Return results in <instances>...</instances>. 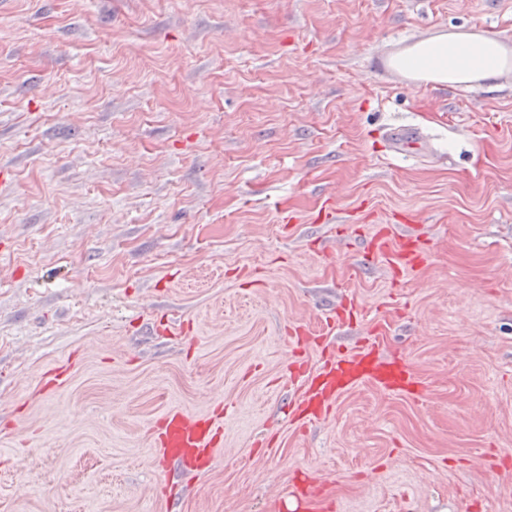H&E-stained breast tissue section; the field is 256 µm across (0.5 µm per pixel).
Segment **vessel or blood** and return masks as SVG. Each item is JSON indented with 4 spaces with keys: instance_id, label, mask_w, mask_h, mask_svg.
Segmentation results:
<instances>
[{
    "instance_id": "1",
    "label": "vessel or blood",
    "mask_w": 512,
    "mask_h": 512,
    "mask_svg": "<svg viewBox=\"0 0 512 512\" xmlns=\"http://www.w3.org/2000/svg\"><path fill=\"white\" fill-rule=\"evenodd\" d=\"M437 66L419 59L403 73L404 84L411 89L427 87ZM390 152L398 156H425L431 151L428 140L413 126H394L387 131ZM359 261L367 267L384 264L392 278L418 270L426 263L429 239L416 214L405 212L388 224L378 226L354 242ZM303 397L291 407V415L309 413L312 418L329 416L341 394L368 383L385 390L405 391L412 384L406 366L394 364L383 355L376 340L366 338L342 356L323 357L319 367H301L296 374ZM220 426L211 417L183 410H169L158 423L159 451L167 468L177 474L203 475L210 472L222 443Z\"/></svg>"
}]
</instances>
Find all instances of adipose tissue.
Returning a JSON list of instances; mask_svg holds the SVG:
<instances>
[{"label": "adipose tissue", "instance_id": "obj_1", "mask_svg": "<svg viewBox=\"0 0 512 512\" xmlns=\"http://www.w3.org/2000/svg\"><path fill=\"white\" fill-rule=\"evenodd\" d=\"M499 52V42L491 37H481L468 42L439 40L423 45L419 53L433 60L444 79L457 84L473 81L469 66L473 59H493Z\"/></svg>", "mask_w": 512, "mask_h": 512}]
</instances>
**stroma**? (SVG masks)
Here are the masks:
<instances>
[{"instance_id":"stroma-1","label":"stroma","mask_w":512,"mask_h":512,"mask_svg":"<svg viewBox=\"0 0 512 512\" xmlns=\"http://www.w3.org/2000/svg\"><path fill=\"white\" fill-rule=\"evenodd\" d=\"M491 24L512 44V0H0V512H163L173 407L224 424L181 512H287L304 471L335 512H512V72L378 66ZM393 125L433 152L391 156ZM329 201L415 211L426 264L392 287ZM365 336L422 402L362 385L287 421L318 338Z\"/></svg>"}]
</instances>
